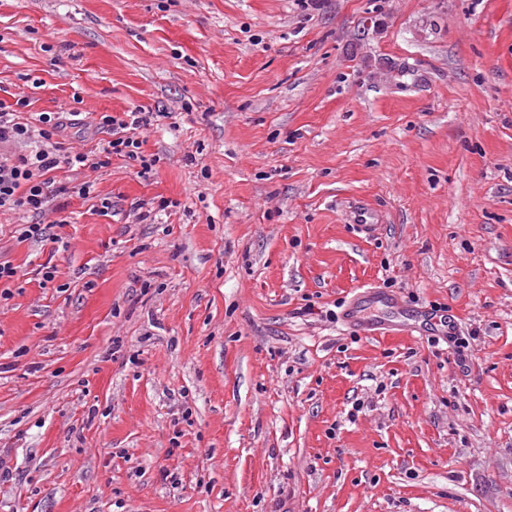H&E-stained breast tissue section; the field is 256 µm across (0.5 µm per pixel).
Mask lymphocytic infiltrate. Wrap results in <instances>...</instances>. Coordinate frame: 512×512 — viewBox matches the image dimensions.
<instances>
[{"label":"lymphocytic infiltrate","mask_w":512,"mask_h":512,"mask_svg":"<svg viewBox=\"0 0 512 512\" xmlns=\"http://www.w3.org/2000/svg\"><path fill=\"white\" fill-rule=\"evenodd\" d=\"M159 118V113L139 110L116 115L74 109L24 112L0 100V213L27 215V222L17 228L20 239L49 240L48 220L62 212V199L95 193L94 182L59 183L54 172L63 166L94 172L116 157L139 162L143 171H151L152 161L140 153L139 134ZM77 124L105 130L107 137L94 150H71L62 134Z\"/></svg>","instance_id":"f902f5d3"}]
</instances>
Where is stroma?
<instances>
[{
    "mask_svg": "<svg viewBox=\"0 0 512 512\" xmlns=\"http://www.w3.org/2000/svg\"><path fill=\"white\" fill-rule=\"evenodd\" d=\"M19 97L162 119L54 241L0 214V512H512V0H0ZM350 211L352 227L365 237L373 236L382 224H378L376 213L363 203L355 204ZM361 299L362 301L354 303L348 309L345 320L359 326L363 335L375 336L379 333L381 326H379L378 321L371 318L368 310L375 305L394 306L399 302L397 299H392L378 292L370 293Z\"/></svg>",
    "mask_w": 512,
    "mask_h": 512,
    "instance_id": "1",
    "label": "stroma"
}]
</instances>
